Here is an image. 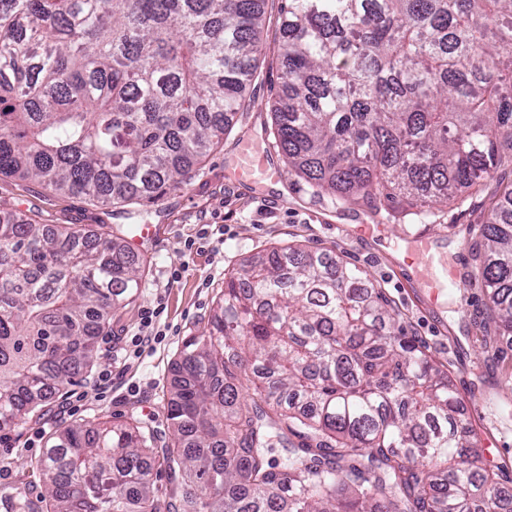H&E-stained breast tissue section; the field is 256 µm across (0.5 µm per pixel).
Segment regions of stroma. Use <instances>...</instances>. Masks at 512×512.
Segmentation results:
<instances>
[{
    "label": "stroma",
    "instance_id": "1",
    "mask_svg": "<svg viewBox=\"0 0 512 512\" xmlns=\"http://www.w3.org/2000/svg\"><path fill=\"white\" fill-rule=\"evenodd\" d=\"M278 48L270 46L250 90V105L239 112L223 145L214 150L186 185L170 191L149 209L145 221L156 236L142 251L151 259L138 299L112 323L116 337L139 331L141 312L156 305L163 311L155 325L162 337L140 358L124 361L108 353L98 337L99 359L82 378L54 397L38 417L0 433V489L20 486L31 497L41 492L37 464L48 435L70 422H122L136 414L166 431L169 391L178 379L177 363L184 341L202 334L225 276L245 259L271 247L299 246L337 253L349 266L365 271L399 311L407 333L442 364L459 392L479 440L481 465L497 467L506 493L512 494V352L498 355L495 336L483 326L488 300L480 285L449 288L442 305L429 306L402 246L409 234L426 230L461 275L476 265V227L506 187L512 171L479 186L476 192L439 205L422 220L407 214L405 202L348 204L315 195L295 175L286 182L254 191L229 184L224 171L233 146L242 136L268 138L269 104L278 86ZM0 204L41 224H83L95 228L115 223L111 210L71 195H57L35 183L0 179ZM358 224L387 225L379 240L353 234ZM201 237L198 251L188 252L186 238ZM112 374V390L99 394L101 371Z\"/></svg>",
    "mask_w": 512,
    "mask_h": 512
}]
</instances>
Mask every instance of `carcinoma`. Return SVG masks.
<instances>
[{
	"label": "carcinoma",
	"mask_w": 512,
	"mask_h": 512,
	"mask_svg": "<svg viewBox=\"0 0 512 512\" xmlns=\"http://www.w3.org/2000/svg\"><path fill=\"white\" fill-rule=\"evenodd\" d=\"M267 2L0 0V175L142 215L244 107ZM283 2L272 128L314 191L405 198L425 216L512 167V0ZM477 253L512 349V187ZM144 266L103 225L90 236L0 208V430L93 366ZM178 368L168 434L134 415L65 425L46 441L40 499L0 497L13 512H512L496 471L475 466L448 375L336 255L248 259Z\"/></svg>",
	"instance_id": "1"
}]
</instances>
